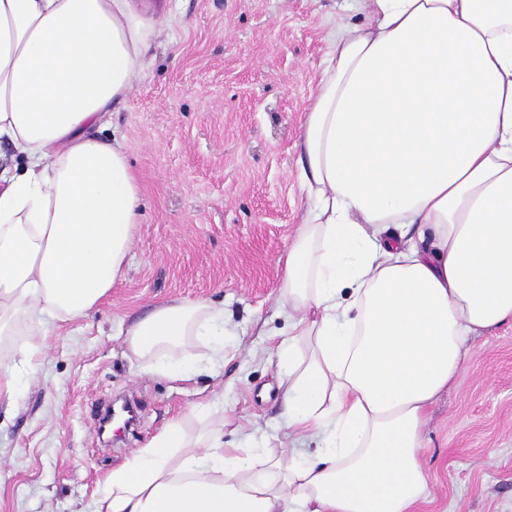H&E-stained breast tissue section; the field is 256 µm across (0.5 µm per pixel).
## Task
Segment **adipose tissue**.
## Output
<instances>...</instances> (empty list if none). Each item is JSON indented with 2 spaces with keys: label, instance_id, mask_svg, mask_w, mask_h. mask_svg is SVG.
<instances>
[{
  "label": "adipose tissue",
  "instance_id": "1",
  "mask_svg": "<svg viewBox=\"0 0 512 512\" xmlns=\"http://www.w3.org/2000/svg\"><path fill=\"white\" fill-rule=\"evenodd\" d=\"M337 25L299 143L309 207L288 249L277 346L288 448H228L171 421L113 467L93 512H414L430 407L469 342L512 325V0H361ZM162 0H0V335L87 315L129 262L140 187L100 130L145 77ZM224 310L156 308L142 372L224 360ZM309 442V451L297 443Z\"/></svg>",
  "mask_w": 512,
  "mask_h": 512
}]
</instances>
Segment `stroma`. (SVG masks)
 <instances>
[{"mask_svg": "<svg viewBox=\"0 0 512 512\" xmlns=\"http://www.w3.org/2000/svg\"><path fill=\"white\" fill-rule=\"evenodd\" d=\"M147 76L114 113L142 198L131 258L88 316L38 337L0 411V512H91L112 468L171 420L209 406L225 447L288 441L275 347L284 261L306 211L299 142L334 25L365 21L356 0H169ZM201 298L228 320L222 367L190 380L137 373L126 332L153 309ZM433 404L417 512H512V326L475 337ZM139 405L137 427L104 446L93 418Z\"/></svg>", "mask_w": 512, "mask_h": 512, "instance_id": "1", "label": "stroma"}]
</instances>
